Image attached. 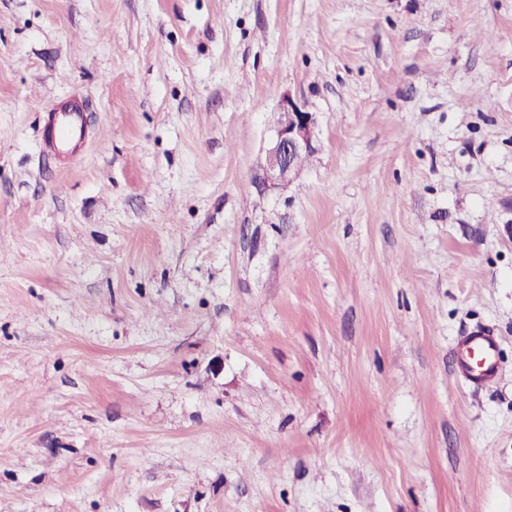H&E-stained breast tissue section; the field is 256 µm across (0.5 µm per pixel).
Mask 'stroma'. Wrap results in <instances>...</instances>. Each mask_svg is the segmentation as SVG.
<instances>
[{
    "instance_id": "1",
    "label": "stroma",
    "mask_w": 512,
    "mask_h": 512,
    "mask_svg": "<svg viewBox=\"0 0 512 512\" xmlns=\"http://www.w3.org/2000/svg\"><path fill=\"white\" fill-rule=\"evenodd\" d=\"M0 512H512V0H0ZM280 121L274 129L262 165L259 180L261 191L283 188L298 174L297 159L310 152L315 129V117L300 105L289 93L283 94L279 103ZM310 156L299 157L304 164ZM83 110L69 104L49 112L43 137L48 149L57 157H74L86 138ZM455 351L461 375L474 388L492 385L500 369L497 336L486 327L477 328L456 340Z\"/></svg>"
}]
</instances>
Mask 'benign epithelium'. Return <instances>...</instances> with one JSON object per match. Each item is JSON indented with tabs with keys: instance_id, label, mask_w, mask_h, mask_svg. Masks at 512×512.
Listing matches in <instances>:
<instances>
[{
	"instance_id": "7a95c632",
	"label": "benign epithelium",
	"mask_w": 512,
	"mask_h": 512,
	"mask_svg": "<svg viewBox=\"0 0 512 512\" xmlns=\"http://www.w3.org/2000/svg\"><path fill=\"white\" fill-rule=\"evenodd\" d=\"M280 121L274 129L262 165L259 187L263 191L283 188L298 174L297 159L312 149L315 117L290 94H284L279 103Z\"/></svg>"
}]
</instances>
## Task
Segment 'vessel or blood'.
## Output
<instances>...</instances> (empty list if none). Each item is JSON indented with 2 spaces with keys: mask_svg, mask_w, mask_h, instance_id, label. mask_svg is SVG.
Here are the masks:
<instances>
[{
  "mask_svg": "<svg viewBox=\"0 0 512 512\" xmlns=\"http://www.w3.org/2000/svg\"><path fill=\"white\" fill-rule=\"evenodd\" d=\"M48 149L58 157H74L86 138L82 109L75 104L50 112L43 131ZM461 375L474 388L492 385L500 369V349L493 330L480 327L456 340Z\"/></svg>",
  "mask_w": 512,
  "mask_h": 512,
  "instance_id": "1",
  "label": "vessel or blood"
}]
</instances>
